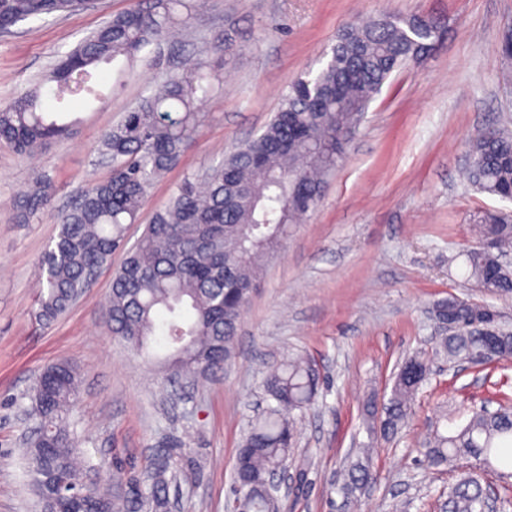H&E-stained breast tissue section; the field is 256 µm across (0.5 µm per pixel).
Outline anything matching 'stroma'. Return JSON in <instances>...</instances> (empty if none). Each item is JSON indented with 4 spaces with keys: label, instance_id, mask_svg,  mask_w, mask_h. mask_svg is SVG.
I'll return each instance as SVG.
<instances>
[{
    "label": "stroma",
    "instance_id": "35a3bbf8",
    "mask_svg": "<svg viewBox=\"0 0 512 512\" xmlns=\"http://www.w3.org/2000/svg\"><path fill=\"white\" fill-rule=\"evenodd\" d=\"M135 3L96 0L0 33V105ZM383 14L431 19L440 38L386 82L316 208L266 260L223 369L172 382L163 364L109 333L105 306L118 254L57 321L35 319L39 261L58 234L60 213L90 179L109 173L97 162L104 131L157 76L174 71L177 56L194 55L217 35L229 47L211 56L223 87L201 107L199 135L128 227L131 243L186 172L219 162L263 130L290 85L322 66L342 26ZM510 25L512 0H207L180 41L162 35L144 48L130 77L105 70L107 104L71 102L84 119L72 138L30 157L0 142V512H38L25 457L34 424L25 411L45 367L67 360L81 371L70 421L88 481L115 487L143 479L151 461L167 457L181 472L169 488V512H227L237 450L267 407L265 373L295 357L314 362L324 382L298 416L274 512H343L340 474L367 446L375 479L359 494L357 512H439L454 473L427 467L423 441L441 416L512 399V361L431 376L387 443L363 407L388 399L407 355L434 347V302L485 299L466 279L471 225L486 209L512 212V202L476 192L459 172L474 129L512 130V61L496 49ZM40 173L53 177L55 198L31 223H16L15 198Z\"/></svg>",
    "mask_w": 512,
    "mask_h": 512
}]
</instances>
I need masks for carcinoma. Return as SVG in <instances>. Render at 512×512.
Listing matches in <instances>:
<instances>
[{
  "instance_id": "1",
  "label": "carcinoma",
  "mask_w": 512,
  "mask_h": 512,
  "mask_svg": "<svg viewBox=\"0 0 512 512\" xmlns=\"http://www.w3.org/2000/svg\"><path fill=\"white\" fill-rule=\"evenodd\" d=\"M80 0H0V29L67 12ZM196 0H141L114 15L52 65L45 78L0 107V140L31 155L68 138L80 119L50 112L43 89L56 103L103 98L100 76L122 59L131 65L162 33L186 29ZM437 25L421 17L382 15L338 33L324 66L289 88L265 130L203 173L184 174L166 204L154 212L140 238L127 246L126 226L138 221L150 191L198 135L201 104L219 88L221 74L202 50L178 72L160 79L150 93L103 135L99 154L111 167L103 180L84 189L63 213L59 231L42 258L37 317L50 322L65 314L91 288L95 275L125 253L113 272L106 307L112 336L136 351L157 337L172 349L165 362L170 378L205 375L232 356L241 312L249 303L265 259L287 239L319 202L328 177L343 160L369 104L393 72L426 55ZM465 178L477 192L512 201V132L482 129L469 138ZM53 179L43 173L19 193L20 222L26 224L51 202ZM477 244L466 254L468 277L492 297L512 296V214L487 210L473 225ZM488 304L449 297L433 315L452 313L462 327L439 337L434 354L455 364L495 346V357L512 360V329L500 322L471 330L467 325ZM430 356H407L394 376L387 402L370 401L366 414L383 440L394 438L429 379ZM320 375L308 360H288L267 372L263 386L271 401L265 416L244 439L234 465L235 509L270 512L264 496L269 473L288 462L297 433L294 411L313 404ZM81 384L69 361L51 365L37 378L29 415L36 422L26 448L33 478H55L34 492L43 512H166L167 491L178 469L163 458L140 487L115 495L83 480L80 444L70 416ZM449 432L428 438L424 458L433 468L456 471L448 512H481L485 488L463 463L474 460L512 486V402L494 412L462 411ZM374 479L369 455L346 466L344 498Z\"/></svg>"
}]
</instances>
